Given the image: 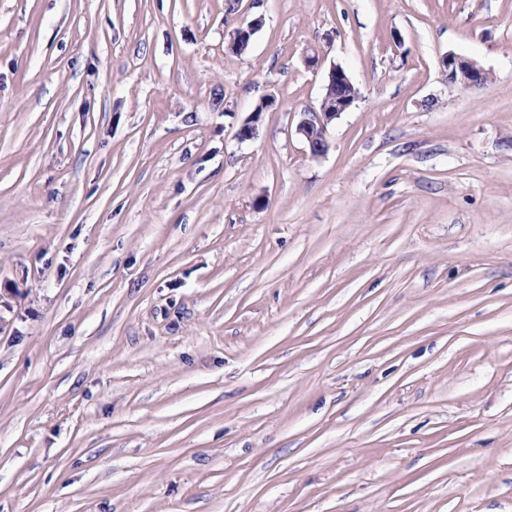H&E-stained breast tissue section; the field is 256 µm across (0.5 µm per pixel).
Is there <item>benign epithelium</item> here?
Returning <instances> with one entry per match:
<instances>
[{
	"mask_svg": "<svg viewBox=\"0 0 512 512\" xmlns=\"http://www.w3.org/2000/svg\"><path fill=\"white\" fill-rule=\"evenodd\" d=\"M263 24V18L257 16L246 22V26H237L229 32L227 50L241 54L246 48L248 34L257 31ZM447 70L448 81L464 88L484 87L491 81V73L478 65L475 60L455 53H448L442 59ZM354 87L349 74L340 66H330L327 74L326 93L323 95L318 112H305L296 126V134L308 146L312 157L318 158L329 149L328 126L342 113L351 110L358 98V92H345V88Z\"/></svg>",
	"mask_w": 512,
	"mask_h": 512,
	"instance_id": "7a95c632",
	"label": "benign epithelium"
}]
</instances>
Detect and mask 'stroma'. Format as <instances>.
Segmentation results:
<instances>
[{
	"label": "stroma",
	"instance_id": "1",
	"mask_svg": "<svg viewBox=\"0 0 512 512\" xmlns=\"http://www.w3.org/2000/svg\"><path fill=\"white\" fill-rule=\"evenodd\" d=\"M0 512H512V0H0ZM246 22V26L243 27L242 23L229 32V39L227 42V50L234 54H241L246 48V40L248 34L250 35L253 31H258L263 24L262 16H257ZM447 70L448 81L464 88L484 87L491 81V73L475 60L455 53H448L442 59ZM336 87L351 89L355 88V85L349 74L342 67L334 64L330 66L327 74L326 93L322 97L320 111L303 113V118L296 126V134L308 146L313 158H318L328 151V126L343 112L351 110L359 98L356 91L334 94L333 88Z\"/></svg>",
	"mask_w": 512,
	"mask_h": 512
}]
</instances>
